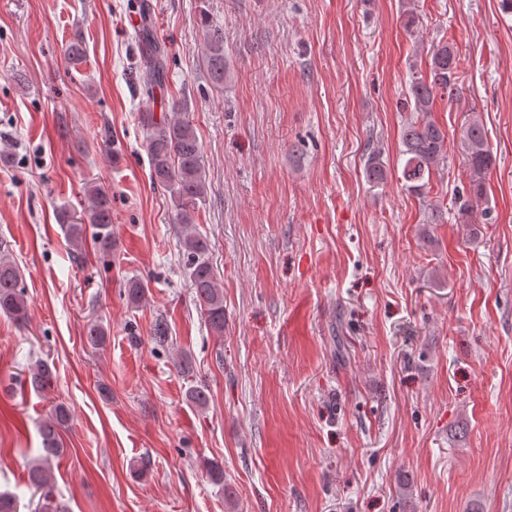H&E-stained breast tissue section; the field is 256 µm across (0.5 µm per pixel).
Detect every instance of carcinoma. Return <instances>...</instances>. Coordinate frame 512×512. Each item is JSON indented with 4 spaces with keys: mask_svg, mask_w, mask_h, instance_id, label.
<instances>
[{
    "mask_svg": "<svg viewBox=\"0 0 512 512\" xmlns=\"http://www.w3.org/2000/svg\"><path fill=\"white\" fill-rule=\"evenodd\" d=\"M205 36L204 62L212 83L224 88L231 77L228 61L224 55V30L208 23L201 17ZM142 64L150 76L147 94L166 85L167 49L155 40L149 24H144L139 34ZM457 54L446 43L433 47L428 61V76L413 78L408 86L404 108L415 112L418 117L404 124L401 132L402 156L405 163L402 170L406 187L419 190L429 181L440 164L446 159L447 136L435 122L425 118L433 110L437 96H446L452 101L457 96L456 87ZM185 111L187 106L178 102L168 104L160 115L145 112L141 126L146 132V148L153 184L170 194L175 208V223L182 226L181 251L194 286L202 315L209 329L216 336L224 335V291L219 288L207 237L197 229L195 215L199 203L207 194L202 146L194 125ZM466 163L469 171L468 186L459 198V211L469 212L473 203L486 197V174L496 162V156L488 143L487 134L478 124H470L464 131ZM369 182L380 184L386 178V171L379 154H372L365 164ZM101 254L112 253V202L103 189L91 192L89 225L71 221L67 227L68 238L74 247L83 243L87 228ZM125 294L130 304L138 305L145 295L144 285L138 279L127 281ZM28 301L21 286L19 269L10 260L9 253L0 247V314L16 321L25 322ZM107 328L100 321L87 326V340L90 345L100 347L106 343ZM53 377L50 364L38 360L29 368L27 384L35 391H43ZM70 419L67 407L57 405L42 424L43 448L35 462L29 467L27 482L33 493L40 494V501H29V512H60L56 503L53 482L54 462L62 453L59 447L58 429Z\"/></svg>",
    "mask_w": 512,
    "mask_h": 512,
    "instance_id": "1",
    "label": "carcinoma"
}]
</instances>
